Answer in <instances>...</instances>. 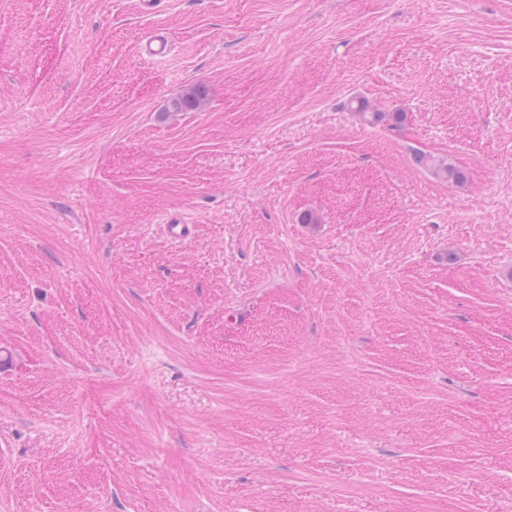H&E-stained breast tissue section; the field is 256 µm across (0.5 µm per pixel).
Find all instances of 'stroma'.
<instances>
[{
  "instance_id": "35a3bbf8",
  "label": "stroma",
  "mask_w": 512,
  "mask_h": 512,
  "mask_svg": "<svg viewBox=\"0 0 512 512\" xmlns=\"http://www.w3.org/2000/svg\"><path fill=\"white\" fill-rule=\"evenodd\" d=\"M0 512H512V0H0Z\"/></svg>"
}]
</instances>
